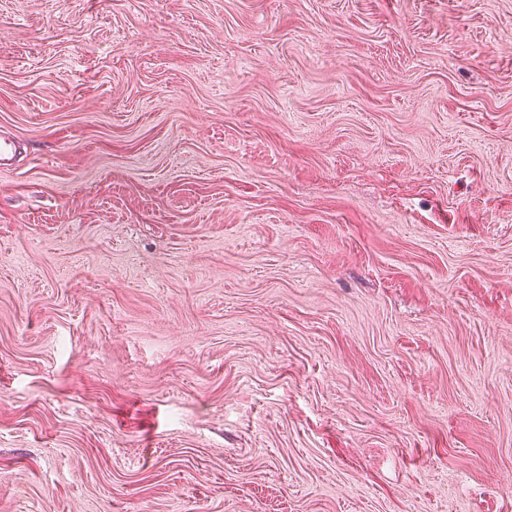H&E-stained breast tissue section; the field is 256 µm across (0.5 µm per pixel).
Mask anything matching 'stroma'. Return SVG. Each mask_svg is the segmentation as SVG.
Returning <instances> with one entry per match:
<instances>
[{
    "mask_svg": "<svg viewBox=\"0 0 512 512\" xmlns=\"http://www.w3.org/2000/svg\"><path fill=\"white\" fill-rule=\"evenodd\" d=\"M0 512H512V0H0Z\"/></svg>",
    "mask_w": 512,
    "mask_h": 512,
    "instance_id": "35a3bbf8",
    "label": "stroma"
}]
</instances>
